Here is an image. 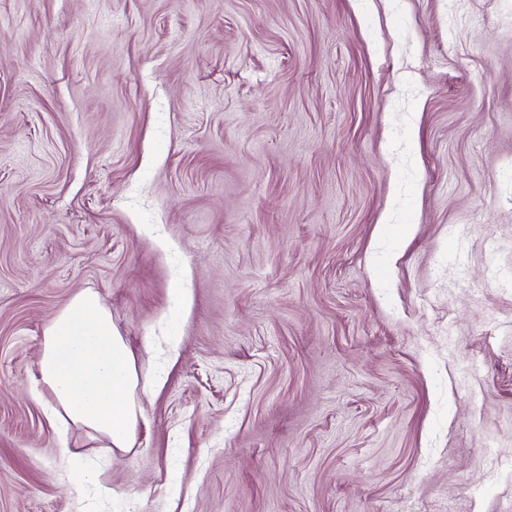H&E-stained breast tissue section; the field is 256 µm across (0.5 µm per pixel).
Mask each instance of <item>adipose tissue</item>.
Here are the masks:
<instances>
[{"label":"adipose tissue","mask_w":512,"mask_h":512,"mask_svg":"<svg viewBox=\"0 0 512 512\" xmlns=\"http://www.w3.org/2000/svg\"><path fill=\"white\" fill-rule=\"evenodd\" d=\"M40 372L52 421L76 425L122 451L135 442L143 396L163 384L141 375L111 312L89 290L76 293L47 325Z\"/></svg>","instance_id":"adipose-tissue-1"}]
</instances>
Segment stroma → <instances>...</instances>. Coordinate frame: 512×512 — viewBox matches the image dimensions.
<instances>
[{"label":"stroma","mask_w":512,"mask_h":512,"mask_svg":"<svg viewBox=\"0 0 512 512\" xmlns=\"http://www.w3.org/2000/svg\"><path fill=\"white\" fill-rule=\"evenodd\" d=\"M84 289L125 452L32 392ZM0 512H512V0H0Z\"/></svg>","instance_id":"stroma-1"}]
</instances>
